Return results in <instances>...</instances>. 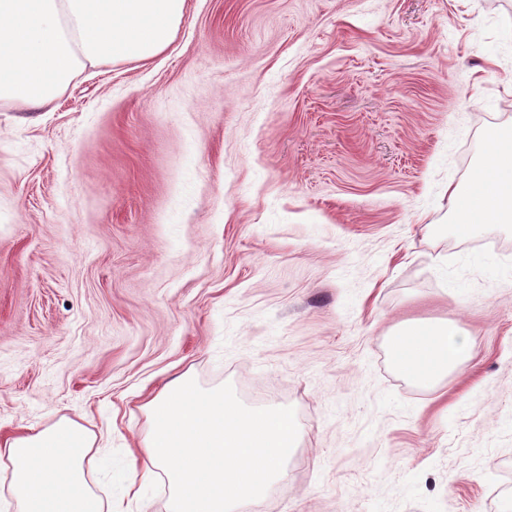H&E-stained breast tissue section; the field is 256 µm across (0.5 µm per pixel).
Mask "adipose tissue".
Returning a JSON list of instances; mask_svg holds the SVG:
<instances>
[{
	"label": "adipose tissue",
	"mask_w": 512,
	"mask_h": 512,
	"mask_svg": "<svg viewBox=\"0 0 512 512\" xmlns=\"http://www.w3.org/2000/svg\"><path fill=\"white\" fill-rule=\"evenodd\" d=\"M452 228L475 233L487 224H512V128L488 135L483 161L465 189H450ZM416 384L433 389L470 355L456 325L410 319L391 336ZM150 430L133 460L141 475H165L168 512H235L287 477L297 429L286 410L245 405L216 389L203 391L182 375L145 403ZM95 437L66 420L33 433L0 437V470L21 512H105L91 492L84 465Z\"/></svg>",
	"instance_id": "adipose-tissue-1"
}]
</instances>
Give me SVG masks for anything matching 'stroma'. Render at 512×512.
I'll return each instance as SVG.
<instances>
[{"label": "stroma", "instance_id": "obj_1", "mask_svg": "<svg viewBox=\"0 0 512 512\" xmlns=\"http://www.w3.org/2000/svg\"><path fill=\"white\" fill-rule=\"evenodd\" d=\"M512 126V0H187L151 61L0 102V433L106 434L126 494L149 394L182 374L298 428L238 512H512V229L448 190ZM454 322L447 397L390 362Z\"/></svg>", "mask_w": 512, "mask_h": 512}]
</instances>
